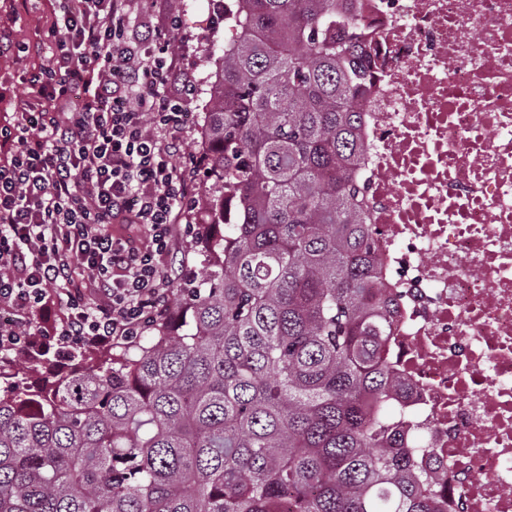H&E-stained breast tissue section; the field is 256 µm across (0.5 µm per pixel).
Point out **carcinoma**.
I'll return each instance as SVG.
<instances>
[{"mask_svg": "<svg viewBox=\"0 0 512 512\" xmlns=\"http://www.w3.org/2000/svg\"><path fill=\"white\" fill-rule=\"evenodd\" d=\"M181 321L39 387L0 372V512H436L401 446L394 309L354 177V0H233Z\"/></svg>", "mask_w": 512, "mask_h": 512, "instance_id": "obj_1", "label": "carcinoma"}]
</instances>
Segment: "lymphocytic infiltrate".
<instances>
[{"label":"lymphocytic infiltrate","mask_w":512,"mask_h":512,"mask_svg":"<svg viewBox=\"0 0 512 512\" xmlns=\"http://www.w3.org/2000/svg\"><path fill=\"white\" fill-rule=\"evenodd\" d=\"M130 3L56 0L30 80L48 105L20 102L0 128V353L128 344L172 303L193 116L168 91L173 38L136 32ZM112 223L149 226V243Z\"/></svg>","instance_id":"1"}]
</instances>
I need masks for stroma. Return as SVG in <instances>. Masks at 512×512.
<instances>
[{
    "label": "stroma",
    "instance_id": "obj_1",
    "mask_svg": "<svg viewBox=\"0 0 512 512\" xmlns=\"http://www.w3.org/2000/svg\"><path fill=\"white\" fill-rule=\"evenodd\" d=\"M225 0H135L132 18L147 29H172L177 41L181 69L193 72L195 90L187 107L195 119L185 135L187 154L184 162L196 172L193 182V210L184 223L178 224L171 252L167 258L174 270L170 286L180 292L190 272H202L198 235L194 228L205 206L208 186L204 169L202 144L203 120L210 107L213 80V52L224 47ZM52 21L50 0H0V38L16 44L17 49L0 55V125L13 122L19 100L25 99L41 107L42 100L29 80L43 58L36 53L20 52V45L35 42Z\"/></svg>",
    "mask_w": 512,
    "mask_h": 512
}]
</instances>
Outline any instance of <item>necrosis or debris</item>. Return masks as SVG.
Instances as JSON below:
<instances>
[{
	"instance_id": "necrosis-or-debris-1",
	"label": "necrosis or debris",
	"mask_w": 512,
	"mask_h": 512,
	"mask_svg": "<svg viewBox=\"0 0 512 512\" xmlns=\"http://www.w3.org/2000/svg\"><path fill=\"white\" fill-rule=\"evenodd\" d=\"M355 169L387 344L438 512H512V0H359Z\"/></svg>"
}]
</instances>
